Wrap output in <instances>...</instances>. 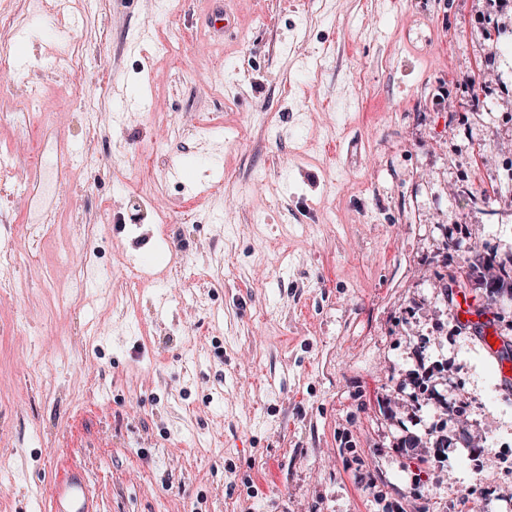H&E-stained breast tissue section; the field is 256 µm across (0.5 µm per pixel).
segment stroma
<instances>
[{
    "mask_svg": "<svg viewBox=\"0 0 512 512\" xmlns=\"http://www.w3.org/2000/svg\"><path fill=\"white\" fill-rule=\"evenodd\" d=\"M211 4L6 33L0 249L70 159L0 270V512L71 466L95 512H512V388L453 304L512 352V0H237L220 40ZM40 184H33L30 191L32 200L37 201L43 209H49L59 199L58 192L53 189V170L46 168L39 171ZM46 206H49L46 208Z\"/></svg>",
    "mask_w": 512,
    "mask_h": 512,
    "instance_id": "obj_1",
    "label": "stroma"
}]
</instances>
